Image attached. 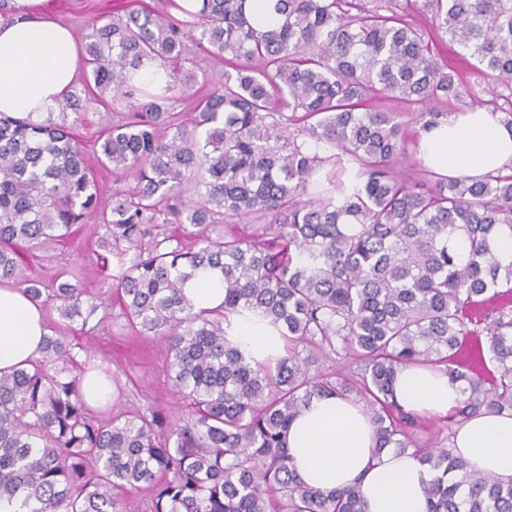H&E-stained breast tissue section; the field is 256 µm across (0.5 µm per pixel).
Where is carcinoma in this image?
<instances>
[{"label":"carcinoma","instance_id":"cac0c4a2","mask_svg":"<svg viewBox=\"0 0 512 512\" xmlns=\"http://www.w3.org/2000/svg\"><path fill=\"white\" fill-rule=\"evenodd\" d=\"M175 9L129 0L82 37L85 83L112 92L94 147L115 175L110 200L66 123L0 112V285L62 319L31 368L0 375V499L126 512L120 488L146 492L148 512H364L355 487L305 486L282 440L312 399L338 395L362 404L377 450L411 449L435 473L427 512H512V479L419 441L421 417L394 388L410 364L463 382L442 430L512 410V261L493 247L512 232V173L403 172V113L372 107L414 106L425 130L480 100L441 56L443 33L512 125V0H276L283 21L265 25L247 0ZM195 47L224 63V85L201 96L180 73ZM148 60L167 65L165 85L131 81ZM188 97L193 110L176 111ZM90 216L112 255L111 295L24 275L25 253ZM207 268L224 305L197 311L182 288ZM114 306L165 340L181 411L90 413L68 332L78 318L98 330ZM247 316L277 329L283 352L243 350L233 332ZM320 356L339 365L310 371Z\"/></svg>","mask_w":512,"mask_h":512}]
</instances>
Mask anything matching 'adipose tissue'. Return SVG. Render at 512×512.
<instances>
[{
  "label": "adipose tissue",
  "instance_id": "adipose-tissue-1",
  "mask_svg": "<svg viewBox=\"0 0 512 512\" xmlns=\"http://www.w3.org/2000/svg\"><path fill=\"white\" fill-rule=\"evenodd\" d=\"M19 16L0 22V112L41 122L56 111L81 64L75 33L50 15L48 0H16ZM417 156L435 172L480 179L512 167V125L490 106L449 115L422 132ZM49 330L42 307L22 289L0 286V374L39 357ZM398 401L419 413L445 414L463 398L460 382L430 366H406L395 377ZM298 477L322 490L358 487L365 512H426L424 485L433 471L411 453L376 450L369 417L353 399L316 398L287 433ZM454 448L487 476L512 478V413L472 418Z\"/></svg>",
  "mask_w": 512,
  "mask_h": 512
}]
</instances>
